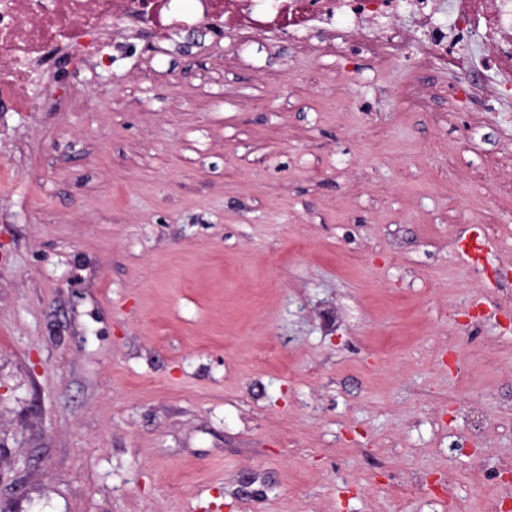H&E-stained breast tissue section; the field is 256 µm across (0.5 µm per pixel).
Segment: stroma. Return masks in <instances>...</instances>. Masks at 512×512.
<instances>
[{"label":"stroma","mask_w":512,"mask_h":512,"mask_svg":"<svg viewBox=\"0 0 512 512\" xmlns=\"http://www.w3.org/2000/svg\"><path fill=\"white\" fill-rule=\"evenodd\" d=\"M456 79L147 36L1 115L0 512L512 502V99Z\"/></svg>","instance_id":"stroma-1"}]
</instances>
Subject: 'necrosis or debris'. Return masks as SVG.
Returning a JSON list of instances; mask_svg holds the SVG:
<instances>
[{"label": "necrosis or debris", "instance_id": "1", "mask_svg": "<svg viewBox=\"0 0 512 512\" xmlns=\"http://www.w3.org/2000/svg\"><path fill=\"white\" fill-rule=\"evenodd\" d=\"M206 26L240 44L281 30L310 48L346 56L360 46L378 61H409L428 75L433 60L483 49L448 95L460 111L512 97V0H0V112H72L57 94L61 70L96 69L117 47L149 33Z\"/></svg>", "mask_w": 512, "mask_h": 512}]
</instances>
